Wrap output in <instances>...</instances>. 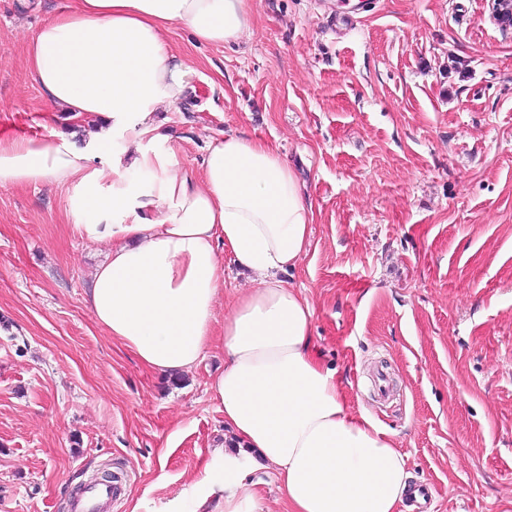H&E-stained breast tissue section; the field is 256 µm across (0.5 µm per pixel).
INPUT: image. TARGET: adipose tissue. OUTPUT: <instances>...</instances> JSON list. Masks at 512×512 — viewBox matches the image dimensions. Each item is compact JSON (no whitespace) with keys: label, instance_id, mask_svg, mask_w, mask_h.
I'll return each mask as SVG.
<instances>
[{"label":"adipose tissue","instance_id":"1","mask_svg":"<svg viewBox=\"0 0 512 512\" xmlns=\"http://www.w3.org/2000/svg\"><path fill=\"white\" fill-rule=\"evenodd\" d=\"M176 25L201 43L239 40L251 28L250 0H77L42 25L26 66L43 96L105 126L85 152L55 134L0 140V186L65 187L71 229L108 248L85 303L142 364L176 375L223 349L209 390L246 453H214L193 512H262L245 483L254 468L272 470L290 512H399L411 492L404 455L368 414L350 413L312 344L309 299L280 277L305 256L312 223L287 160L226 133L209 142L200 176L167 171L173 147L156 114L196 75L169 40ZM117 137L123 152L94 166L92 153H111ZM155 170L161 178H130ZM221 245L251 286L218 336Z\"/></svg>","mask_w":512,"mask_h":512}]
</instances>
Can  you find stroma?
<instances>
[{"label": "stroma", "mask_w": 512, "mask_h": 512, "mask_svg": "<svg viewBox=\"0 0 512 512\" xmlns=\"http://www.w3.org/2000/svg\"><path fill=\"white\" fill-rule=\"evenodd\" d=\"M75 2L0 0V140L85 148L90 124L47 106L25 62ZM170 41L197 71L160 115L173 172L229 131L287 158L313 222L282 278L351 412L395 434L430 512H512V27L485 0H252L239 41ZM68 222L59 186L0 187V512H72L105 469L126 480L109 512H164L214 449L238 451L208 390L224 353L175 379L113 340L85 304L108 249ZM219 255L220 330L248 280Z\"/></svg>", "instance_id": "35a3bbf8"}]
</instances>
